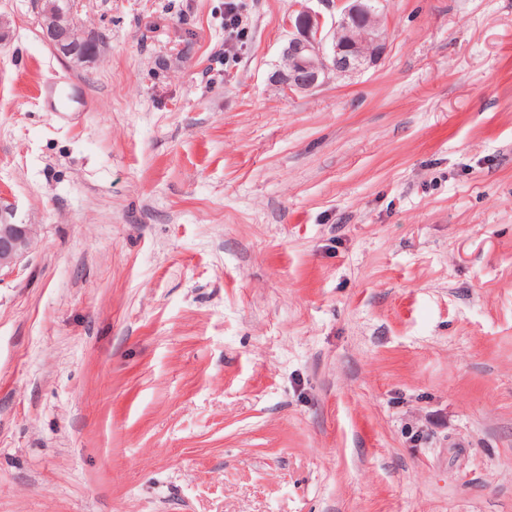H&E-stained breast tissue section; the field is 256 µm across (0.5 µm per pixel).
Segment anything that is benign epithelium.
<instances>
[{"mask_svg": "<svg viewBox=\"0 0 512 512\" xmlns=\"http://www.w3.org/2000/svg\"><path fill=\"white\" fill-rule=\"evenodd\" d=\"M336 6V15L325 25L322 13L303 8L290 22L292 37L283 51L285 70L279 74L289 93H307L326 84L329 75L352 76L377 62L385 48L382 17L373 0H321ZM42 26L58 53L68 59L86 60L95 54L73 32L65 15L52 0L44 2ZM13 205L0 200V273L12 271L34 250L36 224L12 221Z\"/></svg>", "mask_w": 512, "mask_h": 512, "instance_id": "obj_1", "label": "benign epithelium"}]
</instances>
